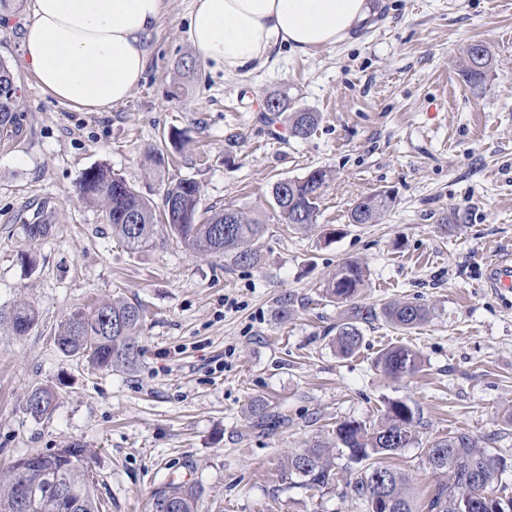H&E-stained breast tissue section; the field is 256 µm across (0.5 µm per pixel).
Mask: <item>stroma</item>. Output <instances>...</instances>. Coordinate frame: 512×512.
Segmentation results:
<instances>
[{"label":"stroma","instance_id":"stroma-1","mask_svg":"<svg viewBox=\"0 0 512 512\" xmlns=\"http://www.w3.org/2000/svg\"><path fill=\"white\" fill-rule=\"evenodd\" d=\"M192 4L165 0L143 80L105 112L39 89L22 56L28 0L0 10L19 128L0 144V311L26 302L38 312L24 336L0 326V473L77 441L94 451L104 512H149L170 477L202 487L198 512H365L344 484L324 495L282 484L281 462L340 421L376 422L397 399L420 411L414 441L389 460L409 473L416 506L448 480L426 462L434 439L465 432L512 464V291L486 282L489 260L512 254V0H378L355 38L277 52L236 74L182 68ZM474 41L494 60L483 91L459 72ZM273 93L318 113L312 136L261 121ZM96 165L157 208L165 178H182L199 184L200 209L258 218L268 226L261 264L197 255L163 231L128 249L79 195ZM322 166L333 178L316 224H282L272 183ZM379 190L395 197L384 219L349 223L351 204ZM38 218L51 230L33 239L26 226ZM346 258L368 272L358 306L420 302L429 320L402 332L376 318L353 356L338 355L345 307L323 288ZM286 292L298 304L282 320ZM116 297L147 307L135 366L100 371L63 357L54 344L63 315ZM399 341L423 368L395 381L373 362ZM36 386L57 394L49 416L26 409ZM256 399L285 424L254 427Z\"/></svg>","mask_w":512,"mask_h":512}]
</instances>
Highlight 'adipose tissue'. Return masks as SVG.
I'll list each match as a JSON object with an SVG mask.
<instances>
[{"instance_id":"adipose-tissue-1","label":"adipose tissue","mask_w":512,"mask_h":512,"mask_svg":"<svg viewBox=\"0 0 512 512\" xmlns=\"http://www.w3.org/2000/svg\"><path fill=\"white\" fill-rule=\"evenodd\" d=\"M163 0H30L22 49L37 85L61 104L103 112L144 77ZM374 0H194L187 34L195 56L225 72L268 64L350 39Z\"/></svg>"}]
</instances>
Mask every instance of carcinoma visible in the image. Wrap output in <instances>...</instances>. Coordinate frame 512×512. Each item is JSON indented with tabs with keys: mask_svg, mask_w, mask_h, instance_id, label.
<instances>
[{
	"mask_svg": "<svg viewBox=\"0 0 512 512\" xmlns=\"http://www.w3.org/2000/svg\"><path fill=\"white\" fill-rule=\"evenodd\" d=\"M492 68L488 47L475 42L463 49L460 75L473 89L483 87ZM278 105L261 120L274 124L285 121L289 134L306 139L318 124V113L306 109L290 111L288 95L273 96ZM17 96L14 77L9 67L0 61V137L9 139L17 133L14 112ZM330 170L316 167L304 176L289 180L287 190L282 182L271 187L273 207L281 220L301 229L316 223L322 190ZM78 191L88 203L105 211L106 223L131 250L153 244L156 215L153 207L142 199L121 177L105 166L86 169L79 180ZM200 188L190 179L169 181L164 189L161 220L165 228L188 250L201 256H218L239 266H256L261 255L255 243L264 236L267 225L235 210L233 223H228L226 209L199 211ZM395 198L388 190H379L358 199L349 209V223L374 224L389 211ZM130 211L136 216L137 232L122 222ZM222 235L215 236L217 230ZM367 271L356 259L346 258L325 284L326 297L343 304L353 301L366 284ZM382 315L393 328L406 331L426 321L431 310L424 304L410 301L390 302ZM112 319V326L103 324L101 317ZM373 318V312L353 306L336 323V347L343 356L353 355L362 344L361 323ZM38 320L36 310L25 303L0 314V322L8 325L13 334L18 329L29 331ZM144 320V308L136 302L115 299L87 312L77 308L60 321L54 335L57 351L66 358L84 361L109 371L127 370L138 355V331ZM374 366L392 380L411 379L421 371V355L405 344L390 345L378 354ZM27 399L37 401L30 414L43 417L55 408L57 396L45 387H35ZM249 415L255 426L266 428L280 422L269 404L254 400ZM419 410L415 403L396 400L388 403L378 424L368 426L357 420L343 421L332 431L333 440L320 436L312 438L303 448L288 452L281 465V481L299 485L318 493L336 489L339 475L351 474L346 482L351 497L369 506L368 495L379 486L400 506V512H415L408 494L409 476L387 464L386 456L409 446L395 438L416 426ZM91 450L78 442L49 452H33L15 459L7 474L0 480V512H20L14 497L15 487L26 486L34 495L29 512H100L102 504L97 495V474L90 466ZM426 459L435 472L448 475V483L438 487L429 498L427 512H458L462 497L476 503L472 512H488L484 506L491 496L503 512H512V497L496 494V488L507 469L504 458L478 446L475 439L459 433L432 442ZM58 475L69 492V500L61 502L46 487V472ZM200 491L188 482L168 481L158 487L151 497L150 512H197Z\"/></svg>",
	"mask_w": 512,
	"mask_h": 512,
	"instance_id": "carcinoma-1",
	"label": "carcinoma"
}]
</instances>
